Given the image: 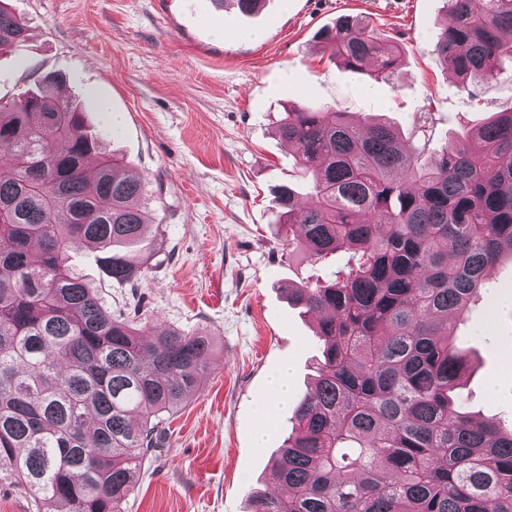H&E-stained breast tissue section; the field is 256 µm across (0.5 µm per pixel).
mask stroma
Segmentation results:
<instances>
[{"instance_id": "stroma-1", "label": "stroma", "mask_w": 512, "mask_h": 512, "mask_svg": "<svg viewBox=\"0 0 512 512\" xmlns=\"http://www.w3.org/2000/svg\"><path fill=\"white\" fill-rule=\"evenodd\" d=\"M9 2L27 32L0 51V100L62 76L51 94L77 104L102 151L124 157L163 202L150 214L135 289L113 286L94 252L76 248L75 264L109 305L136 296L142 328L213 339L198 390L145 458L123 512H247L292 431L291 412L266 401L268 379L290 364L299 401L321 354L314 316L289 303L288 289L346 259L313 265L285 253L272 191L298 181L296 156L275 133L282 112L316 104L356 123L380 117L405 141L430 126L437 150L512 110V60L460 89L431 42L450 20L446 0H266L249 16L212 0ZM348 14L396 40L392 80L344 71L321 52L317 32ZM103 96L110 112L99 109ZM456 334L473 362L459 391L465 410L512 425V258L492 270Z\"/></svg>"}]
</instances>
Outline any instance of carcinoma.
I'll list each match as a JSON object with an SVG mask.
<instances>
[{
    "instance_id": "1",
    "label": "carcinoma",
    "mask_w": 512,
    "mask_h": 512,
    "mask_svg": "<svg viewBox=\"0 0 512 512\" xmlns=\"http://www.w3.org/2000/svg\"><path fill=\"white\" fill-rule=\"evenodd\" d=\"M0 0V48L25 28ZM434 37L462 88L512 58V0H447ZM345 69L394 76L396 41L344 16L318 35ZM314 201L274 190L283 244L332 278L289 289L316 317L314 388L249 512H512V429L475 424L455 394L469 375L457 322L512 250V110L449 140L400 146L384 122L291 105L277 124ZM0 482L36 493L38 512H122L165 414L199 386L207 336L138 328L72 263L85 244L112 282L143 270L155 197L99 151L81 112L45 90L0 103Z\"/></svg>"
}]
</instances>
